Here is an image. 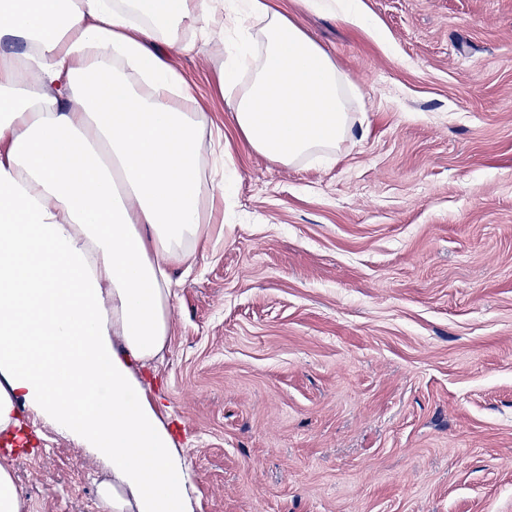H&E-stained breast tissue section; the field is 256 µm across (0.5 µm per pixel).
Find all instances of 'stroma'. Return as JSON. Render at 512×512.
Instances as JSON below:
<instances>
[{"label":"stroma","mask_w":512,"mask_h":512,"mask_svg":"<svg viewBox=\"0 0 512 512\" xmlns=\"http://www.w3.org/2000/svg\"><path fill=\"white\" fill-rule=\"evenodd\" d=\"M349 80L335 160L242 149L219 33L172 64L232 198L138 374L192 512H512V0H267ZM29 512H103L112 469L24 412ZM313 6L326 8L333 12L340 11L349 21L363 25L368 22L367 17L361 12L357 0H315L309 1Z\"/></svg>","instance_id":"35a3bbf8"}]
</instances>
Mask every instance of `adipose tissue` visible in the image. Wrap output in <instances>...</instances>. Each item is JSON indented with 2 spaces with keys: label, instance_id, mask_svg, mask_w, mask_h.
<instances>
[{
  "label": "adipose tissue",
  "instance_id": "obj_1",
  "mask_svg": "<svg viewBox=\"0 0 512 512\" xmlns=\"http://www.w3.org/2000/svg\"><path fill=\"white\" fill-rule=\"evenodd\" d=\"M250 22L218 73L249 150L331 158L347 78L266 0H0V438L22 410L112 467L104 512H190L174 437L134 365L165 349L176 269L210 238L231 154L167 61L184 29Z\"/></svg>",
  "mask_w": 512,
  "mask_h": 512
}]
</instances>
